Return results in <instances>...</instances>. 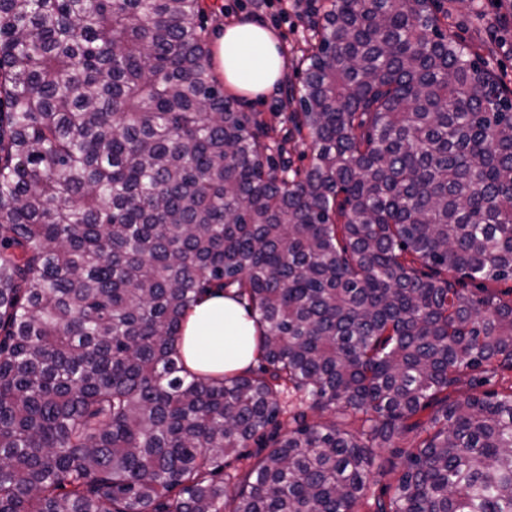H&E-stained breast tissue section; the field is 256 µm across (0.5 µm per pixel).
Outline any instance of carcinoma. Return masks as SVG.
<instances>
[{
    "mask_svg": "<svg viewBox=\"0 0 512 512\" xmlns=\"http://www.w3.org/2000/svg\"><path fill=\"white\" fill-rule=\"evenodd\" d=\"M437 12L328 0L288 90L312 163L280 177L200 0H0V512H358L399 429L373 512H512V386L477 391L512 300L456 287L512 280V90ZM213 286L257 371L184 370ZM286 387L362 429L294 413L228 493ZM272 448V445H267L265 448H257L252 443L250 448H239V458L231 457L229 460L230 465L224 468V482L227 479V475H235L234 481L237 482L259 458L267 455ZM394 448H376L381 467H375L371 479L370 489L367 493V499L374 503L378 497L386 499L385 492L389 485L394 484L396 477L401 469V458L395 456L392 452Z\"/></svg>",
    "mask_w": 512,
    "mask_h": 512,
    "instance_id": "carcinoma-1",
    "label": "carcinoma"
}]
</instances>
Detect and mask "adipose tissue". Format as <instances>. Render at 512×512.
Here are the masks:
<instances>
[{
  "mask_svg": "<svg viewBox=\"0 0 512 512\" xmlns=\"http://www.w3.org/2000/svg\"><path fill=\"white\" fill-rule=\"evenodd\" d=\"M213 58L225 86L240 93L271 89L287 65L273 34L245 19L225 24ZM257 334L255 320L234 291L213 287L184 320L178 348L188 372L237 375L247 371L257 357Z\"/></svg>",
  "mask_w": 512,
  "mask_h": 512,
  "instance_id": "obj_1",
  "label": "adipose tissue"
}]
</instances>
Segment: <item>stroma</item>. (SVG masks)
<instances>
[{"instance_id": "obj_1", "label": "stroma", "mask_w": 512, "mask_h": 512, "mask_svg": "<svg viewBox=\"0 0 512 512\" xmlns=\"http://www.w3.org/2000/svg\"><path fill=\"white\" fill-rule=\"evenodd\" d=\"M324 5L325 0H301L298 11L284 20L271 0H202L207 39H214L220 26L230 18L255 20L279 36L288 60L283 78L263 94H241L237 100L242 111L254 113L267 141L283 143L284 150L275 155V163L289 162L301 169L310 165L311 149L293 135L291 114L295 107L289 104L287 91L289 86L300 85L302 81L301 59L317 41L316 31L322 23ZM440 5L446 12L440 20L445 34L468 40L493 35L491 66L506 86L512 88V17H506L504 6L495 0H441Z\"/></svg>"}]
</instances>
